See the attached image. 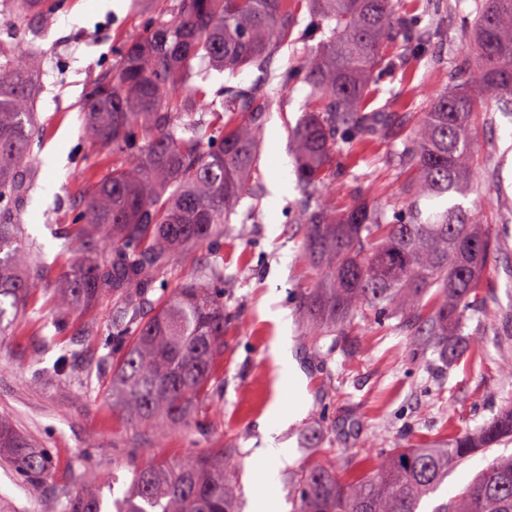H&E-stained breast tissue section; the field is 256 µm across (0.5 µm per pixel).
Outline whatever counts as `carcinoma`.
I'll use <instances>...</instances> for the list:
<instances>
[{"instance_id": "1", "label": "carcinoma", "mask_w": 512, "mask_h": 512, "mask_svg": "<svg viewBox=\"0 0 512 512\" xmlns=\"http://www.w3.org/2000/svg\"><path fill=\"white\" fill-rule=\"evenodd\" d=\"M170 20L159 16L127 41L84 101L91 137L112 149V170L99 178L74 216L80 234L64 247L74 261L55 295L59 313L112 304L104 333L112 407L155 437L191 423L217 405L215 366L224 356V225L246 198L261 154L266 113L282 94L257 84H226L215 93L222 111L199 117L208 97L194 62L237 72L266 69L288 43L306 5L307 32L321 34L282 75L297 78L314 108L293 132L299 186L313 192L336 180L355 181L346 153L375 139L393 144V161L409 177L402 184L404 216L366 198L336 214L322 200L304 209L305 259L317 272L304 293L303 336L316 345L342 334L353 316L372 311L415 327L422 346L440 359L466 351L449 342L462 333L482 299L480 281L496 253L493 240L458 202L472 192V117L484 100L512 102V0H480L465 31L477 57L468 84L436 97L402 133L395 112L366 108L371 85L400 68L417 45L414 20L397 0H176ZM30 49L18 44L0 62V334L36 288L47 265L42 250L23 241L10 211L29 188L27 163L38 118ZM448 201L423 216L424 201ZM213 255L195 276L154 301L149 294L189 248ZM512 439V407L476 434L442 445L386 448L371 472L343 485L328 466L307 470L295 512H418L457 466L478 450ZM237 449L204 448L174 464L149 460L133 473L123 495L104 510L99 477L72 493L58 490L55 512H239L237 477L228 470ZM0 457L32 486L47 472V456L0 416ZM434 512H512V455L488 465L458 496Z\"/></svg>"}]
</instances>
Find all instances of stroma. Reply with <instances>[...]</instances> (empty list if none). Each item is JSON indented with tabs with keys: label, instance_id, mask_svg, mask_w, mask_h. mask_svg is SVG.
Returning <instances> with one entry per match:
<instances>
[{
	"label": "stroma",
	"instance_id": "1",
	"mask_svg": "<svg viewBox=\"0 0 512 512\" xmlns=\"http://www.w3.org/2000/svg\"><path fill=\"white\" fill-rule=\"evenodd\" d=\"M416 10L422 39L404 65L373 84L368 107L409 116L451 83H465L472 56L463 31L474 0H400ZM174 16L172 0H61L59 8L24 17L15 0H0V53L18 40L30 43L38 85V131L33 139L30 185L13 212L49 265L20 309L7 335H0V414L17 431L43 448L48 472L37 489L8 463L0 464V512H51L58 488L77 492L89 470L122 491L142 461H177L187 451L221 443L235 449L229 461L240 480L242 512H253L261 486L256 479L257 450L264 445L263 422L272 406L290 411L302 403L299 418L277 440L288 450L273 491L276 512H292L296 482L311 464L337 465L340 480H352L379 447L414 448L452 433L477 432L512 406V377L498 364L512 358V110L493 107L477 114L474 140L476 193L472 209L498 243L482 279L485 301L468 320L459 345L480 342L478 352L454 365L437 353L413 351L405 329L395 321L355 317L344 335L317 346L299 334V302L316 274L304 259L301 210L305 200L297 182L274 210L261 209L254 221L233 216L224 227V357L216 373L219 404L205 427L169 432L156 442L147 426L113 411L107 395L109 375L99 366L106 353L100 336L84 332L87 323L109 324L111 304L67 314L64 331H55L51 303L57 280L72 260L64 244L75 238L74 210L84 207L87 189L112 166V153L90 136L82 103L88 86L115 63L126 39L136 37L158 12ZM307 88L297 83L281 107L268 112L261 131L262 154L254 179L268 196L280 155L291 152L292 130L309 109ZM392 146L372 141L357 159L360 182L337 183L323 195L336 211L358 195L390 209L400 197L405 175L392 163ZM288 313L292 355L301 387L280 372L272 352L279 326L272 313ZM75 349L66 377L52 367L62 348ZM505 442L468 458L425 499L421 512L462 491L500 455Z\"/></svg>",
	"mask_w": 512,
	"mask_h": 512
}]
</instances>
